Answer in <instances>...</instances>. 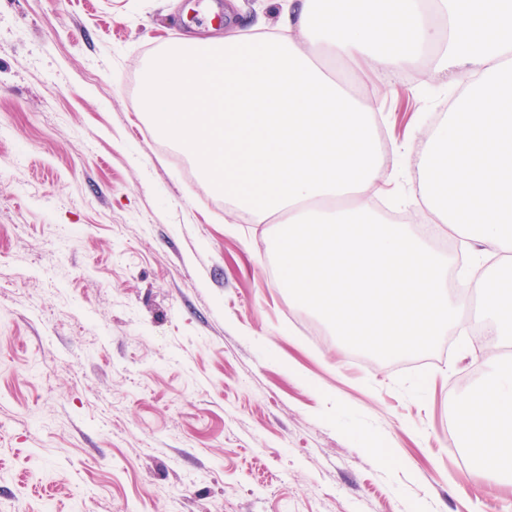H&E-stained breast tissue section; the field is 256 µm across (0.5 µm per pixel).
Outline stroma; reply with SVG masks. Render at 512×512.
Here are the masks:
<instances>
[{
	"label": "stroma",
	"mask_w": 512,
	"mask_h": 512,
	"mask_svg": "<svg viewBox=\"0 0 512 512\" xmlns=\"http://www.w3.org/2000/svg\"><path fill=\"white\" fill-rule=\"evenodd\" d=\"M282 0H0V512H512L460 403L512 372L450 322L354 344L295 302L279 224L225 204L141 112L183 36L276 28ZM465 76L382 102L399 211L420 120Z\"/></svg>",
	"instance_id": "35a3bbf8"
}]
</instances>
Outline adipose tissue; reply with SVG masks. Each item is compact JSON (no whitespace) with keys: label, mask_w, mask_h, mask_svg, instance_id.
Wrapping results in <instances>:
<instances>
[{"label":"adipose tissue","mask_w":512,"mask_h":512,"mask_svg":"<svg viewBox=\"0 0 512 512\" xmlns=\"http://www.w3.org/2000/svg\"><path fill=\"white\" fill-rule=\"evenodd\" d=\"M429 68L468 80L426 136L405 209L458 232L486 267L445 297L450 256L402 227L376 230L372 201L390 178L379 158L380 103L350 86ZM143 109L189 153L225 203L255 224L278 217L273 253L299 303L337 335L384 352L418 349L482 296L496 345L512 343V0H365L330 11L288 0L275 33L224 44L186 37L147 74ZM478 469L512 486V376L463 403Z\"/></svg>","instance_id":"obj_1"}]
</instances>
